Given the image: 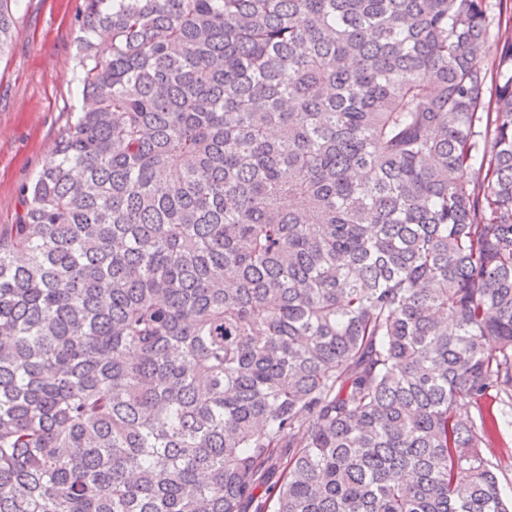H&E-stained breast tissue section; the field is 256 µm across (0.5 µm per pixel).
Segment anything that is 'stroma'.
Segmentation results:
<instances>
[{"label": "stroma", "instance_id": "1", "mask_svg": "<svg viewBox=\"0 0 512 512\" xmlns=\"http://www.w3.org/2000/svg\"><path fill=\"white\" fill-rule=\"evenodd\" d=\"M83 0H17L14 25L0 54V224L22 212L19 188L54 156L56 143L81 107L71 81ZM512 50V0L490 13L487 70Z\"/></svg>", "mask_w": 512, "mask_h": 512}]
</instances>
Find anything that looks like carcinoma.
I'll use <instances>...</instances> for the list:
<instances>
[{
	"label": "carcinoma",
	"instance_id": "1",
	"mask_svg": "<svg viewBox=\"0 0 512 512\" xmlns=\"http://www.w3.org/2000/svg\"><path fill=\"white\" fill-rule=\"evenodd\" d=\"M490 9L84 0L83 104L0 224V512H512ZM483 452L493 461L502 463L499 472L500 489L504 500H512V428L506 427L503 435L494 437L492 442L485 445Z\"/></svg>",
	"mask_w": 512,
	"mask_h": 512
}]
</instances>
